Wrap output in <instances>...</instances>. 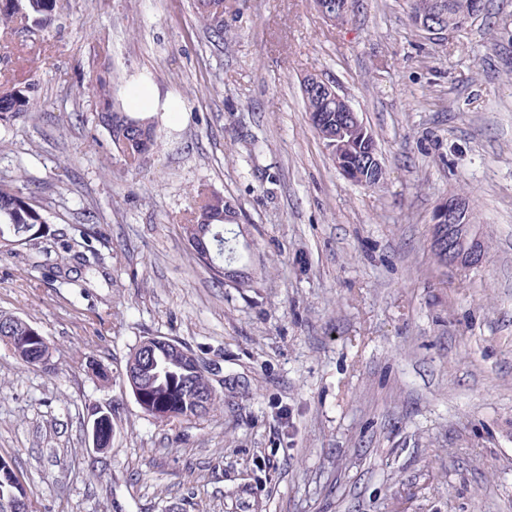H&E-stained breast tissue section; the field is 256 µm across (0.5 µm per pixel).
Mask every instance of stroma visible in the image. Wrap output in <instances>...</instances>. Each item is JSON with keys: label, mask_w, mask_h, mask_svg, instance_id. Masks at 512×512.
I'll use <instances>...</instances> for the list:
<instances>
[{"label": "stroma", "mask_w": 512, "mask_h": 512, "mask_svg": "<svg viewBox=\"0 0 512 512\" xmlns=\"http://www.w3.org/2000/svg\"><path fill=\"white\" fill-rule=\"evenodd\" d=\"M92 65L117 92L145 79L181 101L138 170L95 124ZM1 70L33 80L38 106L0 121V177L103 257L0 254V314L52 347L46 370L0 344V456L30 512H512V0L444 41L410 0H354L339 27L314 0H224L220 43L193 0H58L43 32L0 30ZM311 73L374 133L380 188L331 161L304 109ZM200 186L236 204L256 287L184 240ZM456 194L486 247L457 270L430 246ZM150 336L216 368L223 405L143 413L123 373ZM95 404L112 407L106 451Z\"/></svg>", "instance_id": "1"}]
</instances>
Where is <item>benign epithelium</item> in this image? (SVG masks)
<instances>
[{
    "instance_id": "benign-epithelium-1",
    "label": "benign epithelium",
    "mask_w": 512,
    "mask_h": 512,
    "mask_svg": "<svg viewBox=\"0 0 512 512\" xmlns=\"http://www.w3.org/2000/svg\"><path fill=\"white\" fill-rule=\"evenodd\" d=\"M321 16L330 24L342 25L346 22L351 10L349 0H340L333 4L328 0L318 4ZM441 12V3L431 9L422 10L415 17V25L425 34L436 39L442 36V29L435 24L436 14ZM304 89L323 96L326 106H336V134L327 142L336 168L342 175L355 183L362 184L364 179L361 170L371 166L378 171L383 167L378 157V149L371 130L366 126L348 100L340 95L335 86L317 74H309L303 79ZM357 129L362 136L358 150H353L346 136L349 131ZM461 224L463 232L455 237L447 234V227ZM433 250L442 260V266L451 268H467L481 263L485 257L483 241L474 224L472 208L469 200L463 196H452L438 204L432 216ZM177 346L169 339L154 336L140 344V355L130 378L135 385H140L147 375L156 368L157 356Z\"/></svg>"
}]
</instances>
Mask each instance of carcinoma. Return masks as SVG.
<instances>
[{
	"instance_id": "cac0c4a2",
	"label": "carcinoma",
	"mask_w": 512,
	"mask_h": 512,
	"mask_svg": "<svg viewBox=\"0 0 512 512\" xmlns=\"http://www.w3.org/2000/svg\"><path fill=\"white\" fill-rule=\"evenodd\" d=\"M476 0H444L448 17V32L467 24ZM57 0H0V26L8 29L16 23L25 28H43ZM195 14L218 40L224 39V0H194ZM85 89L96 101L95 120L110 138L112 147L125 160L129 169L141 166L161 137L159 122L151 118H137L125 111L123 101L115 97L112 83L95 70L86 76ZM35 84L29 79L0 75V120L7 121L35 109ZM223 196L206 188L198 189L189 206V218L182 225L187 241L198 237L209 246L212 259L224 261L226 241L221 210L214 206ZM48 211L36 202L25 198L12 182L0 179V254H11L28 245L36 237H49ZM89 234L72 238L64 246L66 254L85 263L90 262L85 251L89 250ZM27 321L16 316L0 315V343L26 364L38 365L42 352L51 349L49 341H32L17 344L6 341V336H27L33 330ZM136 403L141 410L153 417L162 416L168 421L188 420L206 414L221 401L213 390L208 372L194 367L182 358L171 354L157 359L153 376L138 387ZM207 396V405L197 404V397ZM14 504L17 512H28L26 490L11 463L0 458V505Z\"/></svg>"
}]
</instances>
